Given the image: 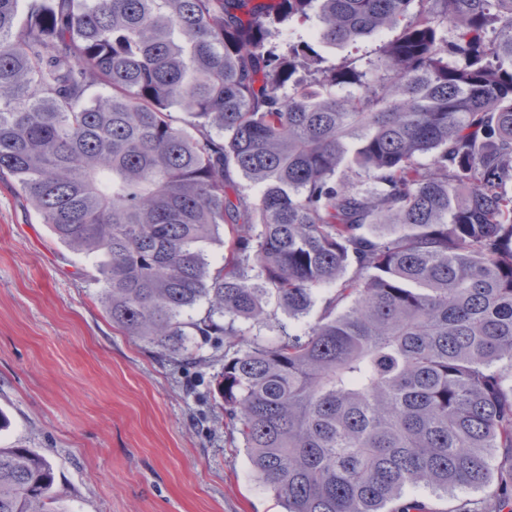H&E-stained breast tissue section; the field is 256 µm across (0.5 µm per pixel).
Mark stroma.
<instances>
[{"instance_id":"stroma-1","label":"stroma","mask_w":512,"mask_h":512,"mask_svg":"<svg viewBox=\"0 0 512 512\" xmlns=\"http://www.w3.org/2000/svg\"><path fill=\"white\" fill-rule=\"evenodd\" d=\"M387 30L325 65L372 71ZM92 260L59 243L0 182V446L53 466L61 512H283L258 480L214 396L218 365L183 369L112 325L96 299ZM495 485L408 495L427 512L492 495Z\"/></svg>"}]
</instances>
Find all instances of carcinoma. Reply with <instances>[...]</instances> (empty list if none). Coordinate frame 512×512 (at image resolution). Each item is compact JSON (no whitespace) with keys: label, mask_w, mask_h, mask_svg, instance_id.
I'll list each match as a JSON object with an SVG mask.
<instances>
[{"label":"carcinoma","mask_w":512,"mask_h":512,"mask_svg":"<svg viewBox=\"0 0 512 512\" xmlns=\"http://www.w3.org/2000/svg\"><path fill=\"white\" fill-rule=\"evenodd\" d=\"M398 26L372 79L321 67L315 42ZM4 179L94 258L113 326L180 364L211 346L285 512L494 480L454 512H512V0H0ZM53 485L0 448V512H58Z\"/></svg>","instance_id":"1"}]
</instances>
